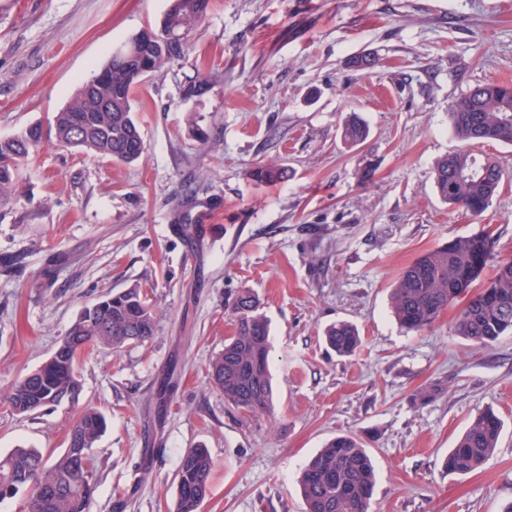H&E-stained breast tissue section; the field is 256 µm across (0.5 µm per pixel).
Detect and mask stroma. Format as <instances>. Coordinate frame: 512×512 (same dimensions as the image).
Wrapping results in <instances>:
<instances>
[{"label": "stroma", "instance_id": "1", "mask_svg": "<svg viewBox=\"0 0 512 512\" xmlns=\"http://www.w3.org/2000/svg\"><path fill=\"white\" fill-rule=\"evenodd\" d=\"M169 0H0V139L50 127L112 51L159 26ZM370 55L368 69L352 67ZM203 97L183 98L200 64ZM512 82V0H214L184 55L135 93L138 162L96 158L46 136L0 194V454L62 455L77 410L20 414L12 386L42 366L81 311L112 291L151 300L154 335L78 362L80 402L106 428L90 453L91 512H171L180 459L214 470L201 512H305L298 477L340 434L373 457L371 512H505L512 505V335L456 336V308L401 329L390 294L422 253L492 232L512 261V186L480 215L444 202L437 162L462 149L448 105ZM359 116L357 146L342 129ZM280 164L286 180L250 169ZM223 236L197 247L175 214ZM255 293L270 330L274 409L228 406L207 366ZM354 325L351 356L324 330ZM434 392L417 400L418 391ZM504 428L467 474L443 459L484 409Z\"/></svg>", "mask_w": 512, "mask_h": 512}]
</instances>
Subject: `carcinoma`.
I'll return each mask as SVG.
<instances>
[{"label": "carcinoma", "mask_w": 512, "mask_h": 512, "mask_svg": "<svg viewBox=\"0 0 512 512\" xmlns=\"http://www.w3.org/2000/svg\"><path fill=\"white\" fill-rule=\"evenodd\" d=\"M210 0H170L159 27L143 30L112 52L70 102L55 113L52 129L56 141L88 154L132 163L144 152L136 119L134 93L150 77L175 62L167 36L195 29ZM209 89L205 73L183 89L188 98ZM455 136L471 146L484 140L512 145V85L479 84L448 105ZM367 137L362 125L346 122L344 140L356 146ZM43 129L31 125L15 138L0 139V193L18 177L19 163L42 141ZM250 176L258 183L288 177L276 164L255 167ZM504 173L489 159L469 148L443 158L435 169V185L447 202L478 215L492 202ZM494 238L488 231L455 237L418 257L404 268L392 292V311L408 331L430 327L448 307L465 300L455 329L458 336L480 344L512 332V261L495 266L492 277L478 283L494 261ZM236 328L208 366L209 381L224 394V402L250 413L270 411L273 387L269 371V330L258 312V301L241 293L231 309ZM154 309L136 288L112 293L86 308L53 354L39 369L19 380L8 402L19 414H32L58 403L65 393L79 402L81 383L78 357L93 346L118 351L142 343L153 335ZM326 343L340 356H351L361 339L345 322L330 327ZM105 428L96 408L79 409L70 433L71 446L53 462L35 448H15L0 455V501L28 489L27 512H90L94 485L80 463ZM503 429L492 411L478 414L444 459V468L466 474L479 468L494 452ZM214 462L205 448H193L181 459L175 481L173 512H199L210 492ZM299 485L306 512H370L375 470L367 450L352 436L330 440L307 463Z\"/></svg>", "instance_id": "carcinoma-1"}]
</instances>
